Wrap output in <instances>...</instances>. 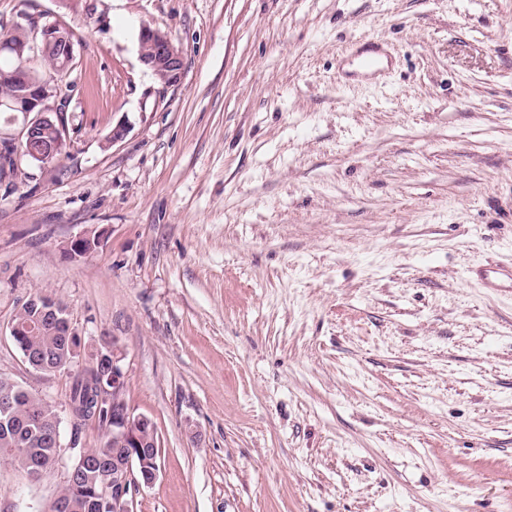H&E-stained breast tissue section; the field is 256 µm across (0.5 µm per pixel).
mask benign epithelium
<instances>
[{"instance_id":"obj_1","label":"benign epithelium","mask_w":512,"mask_h":512,"mask_svg":"<svg viewBox=\"0 0 512 512\" xmlns=\"http://www.w3.org/2000/svg\"><path fill=\"white\" fill-rule=\"evenodd\" d=\"M25 23H15L6 36L0 38V51L21 58L28 50H40L51 54L58 64L73 60L75 42L67 36L68 26L55 17L46 21L43 15H24ZM139 60L164 88L178 85L185 72L183 51L175 45L167 33L149 26L139 31ZM0 80L12 83L16 87L13 97L1 100L11 112H19L23 120L14 137L0 140V163L9 168L18 155H27L21 151L25 144L36 141L46 132L55 137L50 150L34 154L36 164L46 167L56 163L66 148V128L64 112L68 96L61 90L54 78L48 75H34L24 68L1 71ZM99 244L94 237H79L70 241L65 249L70 259L81 257ZM108 368V373L98 377L96 400L98 403H112V447L123 451L122 462L112 470H97L99 482L93 486L94 495L102 505L104 512H134V494L142 487L151 486L158 477L160 446L154 440V447L140 445V436L147 432L158 436L155 422L148 416L135 415L125 398L126 372L121 365V357L115 348L102 344L91 355L89 370L99 366ZM87 453L76 458L67 473L66 483L74 490L82 489L80 483L85 470ZM151 475L141 480L139 473Z\"/></svg>"}]
</instances>
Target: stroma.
<instances>
[{
  "mask_svg": "<svg viewBox=\"0 0 512 512\" xmlns=\"http://www.w3.org/2000/svg\"><path fill=\"white\" fill-rule=\"evenodd\" d=\"M24 12L82 39L64 156L0 180V377L64 415L114 341L161 448L135 512H512V298L468 277L512 261V0H0V25ZM364 37L381 75L343 58ZM40 291L86 348L51 374L9 333ZM105 441L64 415L39 481L0 461V512H47ZM139 60L163 88L178 85L185 72L183 51L167 33L149 26L139 31Z\"/></svg>",
  "mask_w": 512,
  "mask_h": 512,
  "instance_id": "stroma-1",
  "label": "stroma"
}]
</instances>
